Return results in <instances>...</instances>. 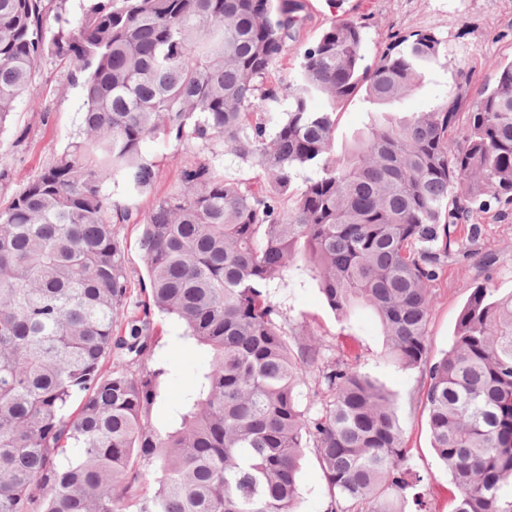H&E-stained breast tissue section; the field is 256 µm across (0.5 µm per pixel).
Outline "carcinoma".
<instances>
[{"label": "carcinoma", "mask_w": 512, "mask_h": 512, "mask_svg": "<svg viewBox=\"0 0 512 512\" xmlns=\"http://www.w3.org/2000/svg\"><path fill=\"white\" fill-rule=\"evenodd\" d=\"M62 3L0 0V129L50 55L86 102L84 141L0 208V512H296L309 446L328 512H399L409 490L415 512H430L393 394L337 363L320 373L332 400L317 417L302 410L320 351L269 300L299 269L337 317L370 309L388 359L424 374L454 512H512V294L474 288L448 352L431 362L427 343L451 228L512 204V61L492 63L474 94L460 83L391 118L439 64L436 34L411 33L368 63L363 26L339 19L284 84L271 78L303 25L299 0H90L76 28ZM359 92L370 121L338 155L337 108ZM159 137L219 145L257 176L229 179L199 157L135 213L106 184L151 189L144 145ZM299 168L311 176L297 192ZM130 222L142 225L148 302L126 316L116 226ZM155 311L209 354L166 433L149 423L158 374L133 369Z\"/></svg>", "instance_id": "carcinoma-1"}]
</instances>
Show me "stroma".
Masks as SVG:
<instances>
[{
    "label": "stroma",
    "instance_id": "obj_1",
    "mask_svg": "<svg viewBox=\"0 0 512 512\" xmlns=\"http://www.w3.org/2000/svg\"><path fill=\"white\" fill-rule=\"evenodd\" d=\"M302 2L304 26L299 38L289 43L288 54L275 74L279 82L292 80L305 49L332 21L346 18L362 23L370 60L401 36L416 31H431L444 40L446 51L434 72L395 104V111L405 115L422 110L458 82L465 80L471 89H479L491 77L489 61L512 60V0H338L333 7L327 0ZM67 73V64L54 57L46 59L18 103L10 125L0 131V152L9 157L5 175L0 178L1 204L81 139L83 90L80 84L71 83ZM145 154L160 172L152 192L130 193L119 179L106 185L110 196L141 212L151 207L154 197L177 188L178 164L182 161L210 156L226 177L249 182L255 175L249 164L230 155L212 154L195 141H151ZM118 233L131 280L126 310L134 313L145 298L140 285L144 274L140 229L122 224ZM457 236L460 243L443 260L432 286L427 334L428 356L433 360L448 351L460 312L475 287L494 288L499 296L512 293V205L496 217L478 215L476 225H460ZM270 300L288 331L313 340L321 363L339 360L353 364L396 397L408 464L425 478L421 492L431 512H453L458 491L431 447L423 403L427 380L420 370L403 369L386 360L384 338L374 314L362 308L349 319H339L325 303L317 282L298 273L291 274L285 285L272 289ZM182 334L175 318H160L155 344L140 364L141 370L163 372L159 396L149 412L152 426L161 432L175 425L183 398L207 362L206 351L189 344ZM329 501L330 491L318 458L313 449H306L300 465L298 512H326Z\"/></svg>",
    "mask_w": 512,
    "mask_h": 512
}]
</instances>
